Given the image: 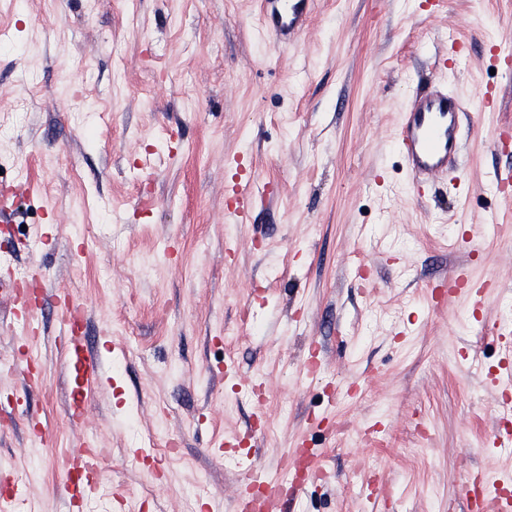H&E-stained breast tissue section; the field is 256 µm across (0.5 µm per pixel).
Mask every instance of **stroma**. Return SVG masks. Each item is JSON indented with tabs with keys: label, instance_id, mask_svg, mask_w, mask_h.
<instances>
[{
	"label": "stroma",
	"instance_id": "35a3bbf8",
	"mask_svg": "<svg viewBox=\"0 0 512 512\" xmlns=\"http://www.w3.org/2000/svg\"><path fill=\"white\" fill-rule=\"evenodd\" d=\"M455 40L462 181L419 198L395 126ZM510 54L512 0H315L296 46L261 0H0V185L29 187L0 274L41 271L84 304V335L124 345L72 424L55 299L31 342L0 296L20 512H62L59 464L89 438L109 454L83 512H232L302 443L324 477L283 512H471L468 481L512 474L494 442L512 396ZM239 157L270 196L228 224ZM457 265L493 281L483 306L463 289L434 307Z\"/></svg>",
	"mask_w": 512,
	"mask_h": 512
}]
</instances>
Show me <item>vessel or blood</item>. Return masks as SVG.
Instances as JSON below:
<instances>
[{
	"label": "vessel or blood",
	"mask_w": 512,
	"mask_h": 512,
	"mask_svg": "<svg viewBox=\"0 0 512 512\" xmlns=\"http://www.w3.org/2000/svg\"><path fill=\"white\" fill-rule=\"evenodd\" d=\"M263 22L267 31L286 44L298 43L307 26L314 0H263ZM461 100L449 94L441 80H434L427 91L416 95L402 112L397 133V146L405 161L417 195H424L430 182L440 176L460 172L459 137ZM267 187L254 174L240 177L231 187L234 197L232 207L226 208L224 217L230 224H245L257 198ZM470 278L466 267L454 269L451 277L443 279L434 288L435 305H445L460 285ZM11 305L15 315L39 318L41 309L31 301L25 290L12 289ZM61 327L56 347L68 372L75 375V388L71 391L69 414L73 421H80L85 412L88 394L106 388L110 380L106 375L105 358L121 352L122 344L109 334H100L97 341L76 333L75 327L85 317V309L79 302L67 298L60 310ZM102 453L96 441H85L82 448L61 465L60 488L68 503L84 501L94 490L103 469ZM282 500L278 487L268 486L263 499L239 497L238 512H274Z\"/></svg>",
	"instance_id": "b4317fda"
}]
</instances>
